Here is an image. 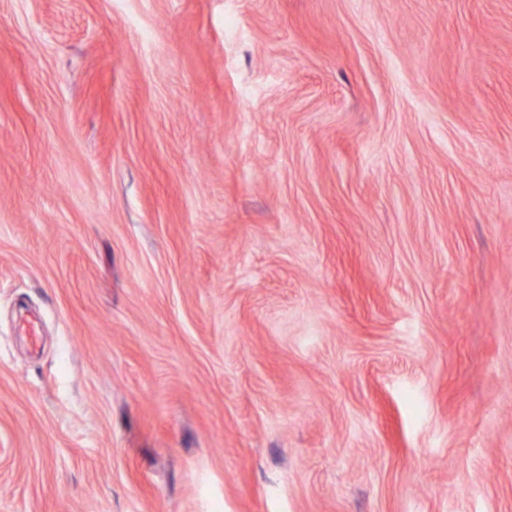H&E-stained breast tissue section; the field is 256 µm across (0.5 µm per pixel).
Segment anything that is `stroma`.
I'll return each mask as SVG.
<instances>
[{
    "mask_svg": "<svg viewBox=\"0 0 512 512\" xmlns=\"http://www.w3.org/2000/svg\"><path fill=\"white\" fill-rule=\"evenodd\" d=\"M0 512H512V0H0Z\"/></svg>",
    "mask_w": 512,
    "mask_h": 512,
    "instance_id": "obj_1",
    "label": "stroma"
}]
</instances>
